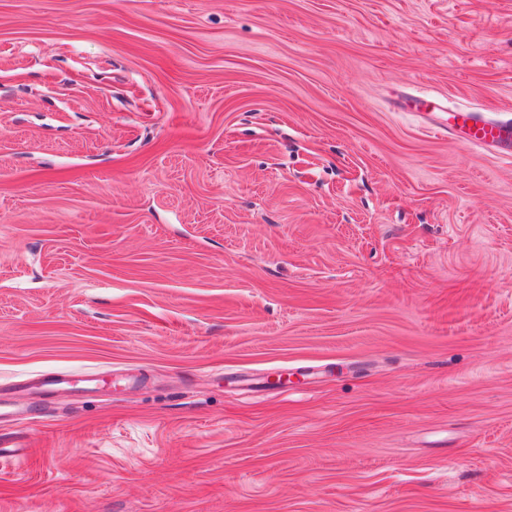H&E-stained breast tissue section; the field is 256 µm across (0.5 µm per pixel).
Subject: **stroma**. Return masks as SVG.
<instances>
[{
  "label": "stroma",
  "mask_w": 512,
  "mask_h": 512,
  "mask_svg": "<svg viewBox=\"0 0 512 512\" xmlns=\"http://www.w3.org/2000/svg\"><path fill=\"white\" fill-rule=\"evenodd\" d=\"M426 91L512 118V0H0V512H512V163Z\"/></svg>",
  "instance_id": "35a3bbf8"
}]
</instances>
